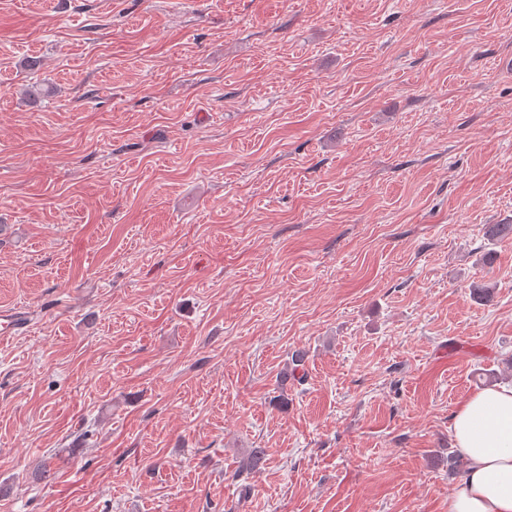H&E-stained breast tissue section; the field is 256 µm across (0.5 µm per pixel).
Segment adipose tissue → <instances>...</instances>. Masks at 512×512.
Segmentation results:
<instances>
[{
    "mask_svg": "<svg viewBox=\"0 0 512 512\" xmlns=\"http://www.w3.org/2000/svg\"><path fill=\"white\" fill-rule=\"evenodd\" d=\"M451 432L467 467L448 497V512H512V385L468 397Z\"/></svg>",
    "mask_w": 512,
    "mask_h": 512,
    "instance_id": "1",
    "label": "adipose tissue"
}]
</instances>
